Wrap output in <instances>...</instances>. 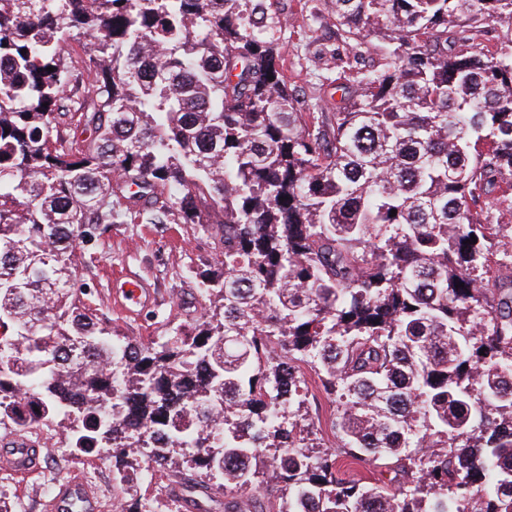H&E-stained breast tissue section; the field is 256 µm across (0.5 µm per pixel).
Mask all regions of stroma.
I'll return each mask as SVG.
<instances>
[{
  "instance_id": "1",
  "label": "stroma",
  "mask_w": 512,
  "mask_h": 512,
  "mask_svg": "<svg viewBox=\"0 0 512 512\" xmlns=\"http://www.w3.org/2000/svg\"><path fill=\"white\" fill-rule=\"evenodd\" d=\"M265 15L277 20L274 33L281 46L280 69L302 111L317 112L342 95L336 79L337 56L349 49L340 36L327 0H260ZM216 254L212 239L194 224H148L130 216L108 225L96 239L78 244L74 253L75 285L87 289V302L126 335L141 341H158L183 319L179 305L206 307L197 290L200 274L208 270ZM143 281L154 300L153 310L129 316L114 301L119 281ZM308 408L313 430L336 454L341 476L383 483L390 474L347 457L333 434L336 404L323 391L313 371H306ZM0 496L12 512H43L49 496L39 477L18 486L11 475L0 471Z\"/></svg>"
}]
</instances>
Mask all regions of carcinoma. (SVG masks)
I'll return each instance as SVG.
<instances>
[{"label":"carcinoma","instance_id":"obj_1","mask_svg":"<svg viewBox=\"0 0 512 512\" xmlns=\"http://www.w3.org/2000/svg\"><path fill=\"white\" fill-rule=\"evenodd\" d=\"M259 10L0 0V429L109 454L115 489L175 478L121 512H213V489L224 512L257 489L276 512H512V224L484 217L512 216V0H329L353 56L380 49L316 117ZM117 207L218 250L204 313L160 342L71 288ZM304 366L395 491L314 449ZM168 480L166 475L150 467L135 483L134 489L146 498H166L168 495Z\"/></svg>","mask_w":512,"mask_h":512}]
</instances>
